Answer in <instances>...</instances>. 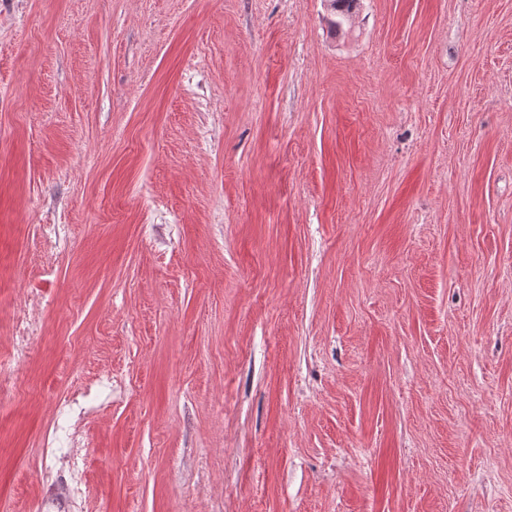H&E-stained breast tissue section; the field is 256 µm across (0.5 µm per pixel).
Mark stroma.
Returning a JSON list of instances; mask_svg holds the SVG:
<instances>
[{
  "label": "stroma",
  "mask_w": 512,
  "mask_h": 512,
  "mask_svg": "<svg viewBox=\"0 0 512 512\" xmlns=\"http://www.w3.org/2000/svg\"><path fill=\"white\" fill-rule=\"evenodd\" d=\"M0 0V512H512V0ZM111 375V388L100 380ZM40 321L39 315L28 308L19 309L14 312L10 328L13 339V354L9 363L0 364V394L7 393L10 387L11 366L24 362L28 356L30 334L37 328ZM87 393H72L59 403V409L67 418L65 434L67 448H53L54 437L50 431L45 447L57 458L54 467L45 468L41 474L42 494L32 503L31 512H82L89 494L86 476V437L83 420L86 415L84 400Z\"/></svg>",
  "instance_id": "obj_1"
}]
</instances>
